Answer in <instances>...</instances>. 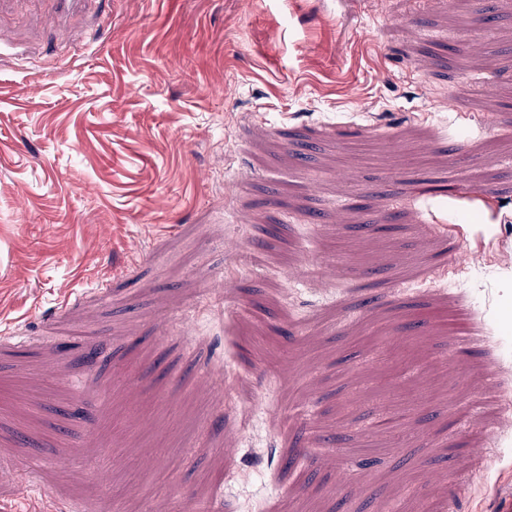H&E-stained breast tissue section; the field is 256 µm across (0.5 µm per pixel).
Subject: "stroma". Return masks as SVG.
<instances>
[{"label": "stroma", "mask_w": 512, "mask_h": 512, "mask_svg": "<svg viewBox=\"0 0 512 512\" xmlns=\"http://www.w3.org/2000/svg\"><path fill=\"white\" fill-rule=\"evenodd\" d=\"M487 3L0 9V512H512V0ZM455 303L490 341L410 324Z\"/></svg>", "instance_id": "35a3bbf8"}]
</instances>
